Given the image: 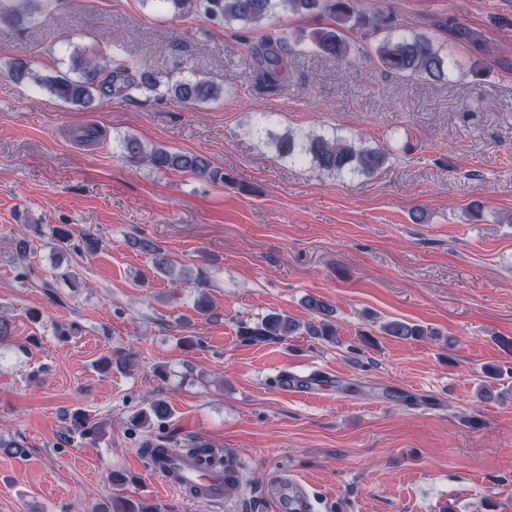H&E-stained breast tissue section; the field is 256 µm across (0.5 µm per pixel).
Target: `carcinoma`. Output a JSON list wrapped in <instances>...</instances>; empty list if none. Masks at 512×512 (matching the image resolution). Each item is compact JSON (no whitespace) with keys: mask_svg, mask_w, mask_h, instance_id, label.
I'll return each instance as SVG.
<instances>
[{"mask_svg":"<svg viewBox=\"0 0 512 512\" xmlns=\"http://www.w3.org/2000/svg\"><path fill=\"white\" fill-rule=\"evenodd\" d=\"M53 0H0V22L21 25L34 19L35 4ZM160 10L177 16L197 15L224 25H239L246 31L259 27H273L282 12L293 14H320L330 23L303 36L321 54L340 62H348L352 55L351 44L344 37V30L360 25H370L373 20L354 9L353 0H152ZM288 52V37L268 39L251 46V58L261 68L264 80L271 86L278 84L285 68L284 55ZM379 66L386 72L404 78H421L440 81L448 75L451 60L443 48L422 34L388 35L375 48ZM9 74L18 82L31 81L45 88L50 95L66 103L89 107L96 98L112 91L125 95L141 90L145 85L156 86L153 78L144 73L136 76L133 67L118 64L106 68L99 56L86 50L75 49L70 55L67 71L56 75H42L35 68V61L23 57L8 64ZM167 94L187 106H200L224 98V87L197 77H181L168 86ZM277 156L290 163H310L317 170L333 176H372L386 164V152L366 146L362 141L336 131L310 133L285 130L269 135ZM122 158L131 164H145L158 173L180 172L217 184H229L232 177L224 169L197 153L171 151L164 147L146 148L133 137L126 136L120 143ZM51 237L59 243L58 251L76 254H94L96 241L84 233L65 225L52 228ZM134 245L147 253L155 270L174 276V266L164 250L154 241L137 238ZM194 287L198 288L195 312L205 316L211 311L210 299L205 291L208 276L196 272ZM306 310L314 321L301 326L293 318L281 313H270L260 322L239 326L238 334L249 342L285 340L300 329L311 336L329 339L335 335L334 324L328 321L333 315L332 305L325 299L308 296ZM389 336L401 339H419L434 332L421 324L392 320L383 326ZM168 408L162 399L148 404V410L133 416L132 421L143 424L154 415L161 420Z\"/></svg>","mask_w":512,"mask_h":512,"instance_id":"1","label":"carcinoma"}]
</instances>
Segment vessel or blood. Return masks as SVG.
Returning <instances> with one entry per match:
<instances>
[{"label":"vessel or blood","mask_w":512,"mask_h":512,"mask_svg":"<svg viewBox=\"0 0 512 512\" xmlns=\"http://www.w3.org/2000/svg\"><path fill=\"white\" fill-rule=\"evenodd\" d=\"M152 473L177 493L195 488V502L221 506L228 496L224 489V451L209 442H196L190 451L168 449Z\"/></svg>","instance_id":"b4317fda"}]
</instances>
